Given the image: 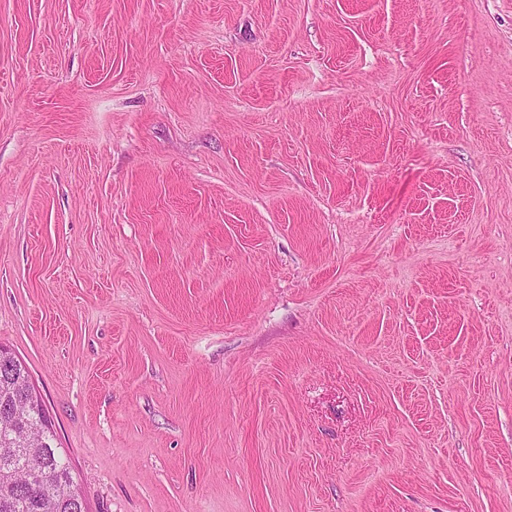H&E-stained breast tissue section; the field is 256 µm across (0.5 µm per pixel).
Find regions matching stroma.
Returning <instances> with one entry per match:
<instances>
[{
  "label": "stroma",
  "mask_w": 512,
  "mask_h": 512,
  "mask_svg": "<svg viewBox=\"0 0 512 512\" xmlns=\"http://www.w3.org/2000/svg\"><path fill=\"white\" fill-rule=\"evenodd\" d=\"M0 346L88 512H512V0H0Z\"/></svg>",
  "instance_id": "stroma-1"
}]
</instances>
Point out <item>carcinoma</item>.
I'll list each match as a JSON object with an SVG mask.
<instances>
[{
	"mask_svg": "<svg viewBox=\"0 0 512 512\" xmlns=\"http://www.w3.org/2000/svg\"><path fill=\"white\" fill-rule=\"evenodd\" d=\"M25 366L0 349V512H75L74 478Z\"/></svg>",
	"mask_w": 512,
	"mask_h": 512,
	"instance_id": "1",
	"label": "carcinoma"
}]
</instances>
